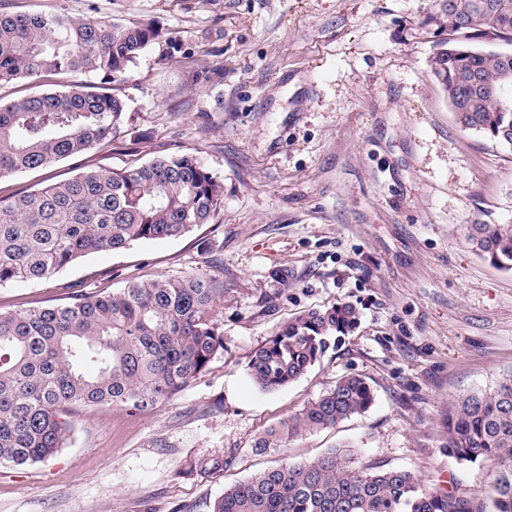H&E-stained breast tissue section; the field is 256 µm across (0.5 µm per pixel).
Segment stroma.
I'll return each mask as SVG.
<instances>
[{"instance_id":"obj_1","label":"stroma","mask_w":512,"mask_h":512,"mask_svg":"<svg viewBox=\"0 0 512 512\" xmlns=\"http://www.w3.org/2000/svg\"><path fill=\"white\" fill-rule=\"evenodd\" d=\"M441 3L0 0L4 12L62 10L159 32L120 83L71 74L0 86L1 101L103 87L127 106L111 141L0 178V198L90 166L187 152L224 184L215 218L182 238L0 287L1 311L160 275L224 287L212 311L223 355L156 406L78 410L49 460L0 463V512H209L225 487L343 447L443 493L487 491L492 466L448 455V410L512 377V271L469 241L471 225L512 224V150L455 120L431 67L448 40ZM341 303L359 322L305 376L272 393L252 384L257 347L298 315ZM345 375L373 387L365 413L256 447ZM214 457L222 471L187 473Z\"/></svg>"}]
</instances>
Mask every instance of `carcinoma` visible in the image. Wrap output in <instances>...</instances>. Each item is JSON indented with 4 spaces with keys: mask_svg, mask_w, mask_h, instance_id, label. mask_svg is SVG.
Returning a JSON list of instances; mask_svg holds the SVG:
<instances>
[{
    "mask_svg": "<svg viewBox=\"0 0 512 512\" xmlns=\"http://www.w3.org/2000/svg\"><path fill=\"white\" fill-rule=\"evenodd\" d=\"M475 18L466 47L442 53L432 67L456 103L459 74L479 72L494 85L503 70L495 51L471 40L490 30L512 42V0H455ZM156 30L64 11L0 12V85L94 73L117 83ZM467 130L499 145L512 112L489 94L467 101ZM125 102L108 92L58 91L0 102V177L46 168L102 144L123 124ZM224 186L190 153L157 156L136 168H88L34 192L0 200V286L45 280L79 258L136 242L179 238L210 223ZM469 239L494 265L512 270V224H474ZM224 294L204 275L131 280L108 293H85L56 306L0 312V463L46 460L70 438L81 407L144 410L187 388L224 353V334L207 312ZM358 321L355 308L312 309L284 324L247 364L261 391L302 378L331 341ZM370 384L347 375L298 413L267 429L259 448L281 447L305 432L335 427L366 412ZM448 452L468 463L493 461V512H512V379L469 395L448 413ZM210 512H486L478 497L442 494L415 472L360 464L331 449L285 463L224 488Z\"/></svg>",
    "mask_w": 512,
    "mask_h": 512,
    "instance_id": "obj_1",
    "label": "carcinoma"
}]
</instances>
